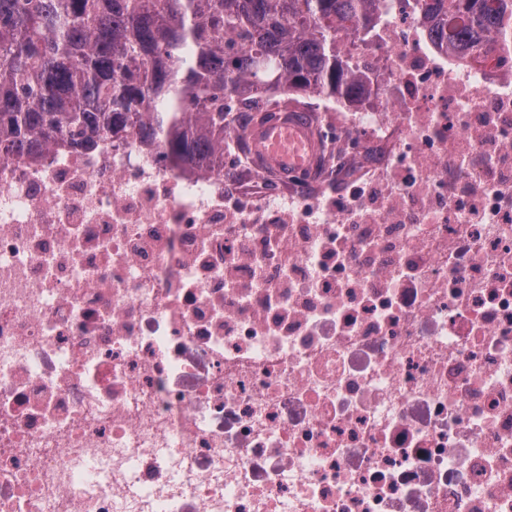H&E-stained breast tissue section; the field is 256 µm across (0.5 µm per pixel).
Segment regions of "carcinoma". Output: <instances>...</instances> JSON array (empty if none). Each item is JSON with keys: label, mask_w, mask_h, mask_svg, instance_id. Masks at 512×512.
I'll return each instance as SVG.
<instances>
[{"label": "carcinoma", "mask_w": 512, "mask_h": 512, "mask_svg": "<svg viewBox=\"0 0 512 512\" xmlns=\"http://www.w3.org/2000/svg\"><path fill=\"white\" fill-rule=\"evenodd\" d=\"M380 0H0V159L135 134L173 159L224 161V118L254 90L356 101L344 36ZM465 23L448 43L489 44L512 0H424Z\"/></svg>", "instance_id": "obj_1"}]
</instances>
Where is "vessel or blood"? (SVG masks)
<instances>
[{
	"label": "vessel or blood",
	"mask_w": 512,
	"mask_h": 512,
	"mask_svg": "<svg viewBox=\"0 0 512 512\" xmlns=\"http://www.w3.org/2000/svg\"><path fill=\"white\" fill-rule=\"evenodd\" d=\"M245 144L253 162L279 177L314 166L318 142L313 126L296 112H287L275 122L252 127Z\"/></svg>",
	"instance_id": "vessel-or-blood-1"
}]
</instances>
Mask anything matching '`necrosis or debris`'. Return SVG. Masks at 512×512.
<instances>
[{
  "mask_svg": "<svg viewBox=\"0 0 512 512\" xmlns=\"http://www.w3.org/2000/svg\"><path fill=\"white\" fill-rule=\"evenodd\" d=\"M385 0L336 178L128 134L0 162V512H512V33Z\"/></svg>",
  "mask_w": 512,
  "mask_h": 512,
  "instance_id": "1",
  "label": "necrosis or debris"
}]
</instances>
